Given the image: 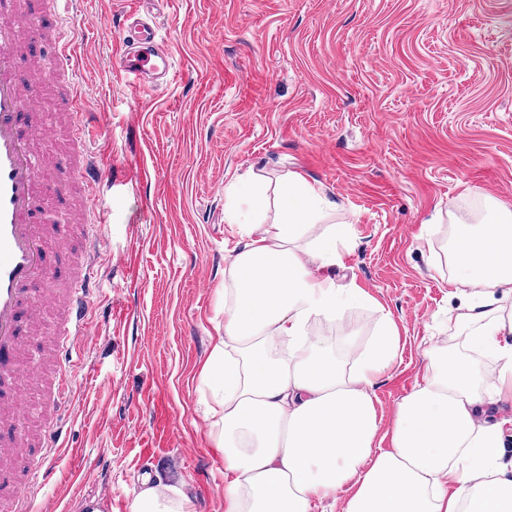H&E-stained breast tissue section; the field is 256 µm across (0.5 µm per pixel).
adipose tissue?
Masks as SVG:
<instances>
[{
	"label": "adipose tissue",
	"instance_id": "1",
	"mask_svg": "<svg viewBox=\"0 0 512 512\" xmlns=\"http://www.w3.org/2000/svg\"><path fill=\"white\" fill-rule=\"evenodd\" d=\"M278 182L272 223L227 212L239 249L200 373L224 454V512H321L343 491L346 512H512V463L502 460L512 438V221L463 232L449 280L463 308L456 325L495 371L477 379L469 359L430 346L380 448L372 389L396 354L394 330L381 320L350 368L325 353L312 322L369 303L328 274L353 230L333 223L336 202L321 187L298 174ZM283 341L287 356L274 357ZM130 512H193L192 498L147 478Z\"/></svg>",
	"mask_w": 512,
	"mask_h": 512
}]
</instances>
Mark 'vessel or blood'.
<instances>
[{
  "label": "vessel or blood",
  "mask_w": 512,
  "mask_h": 512,
  "mask_svg": "<svg viewBox=\"0 0 512 512\" xmlns=\"http://www.w3.org/2000/svg\"><path fill=\"white\" fill-rule=\"evenodd\" d=\"M117 26L116 50L112 67L140 87L159 79L172 82L176 78L172 62L156 43L157 27L143 19L137 8L121 14ZM41 15L29 11L0 18V381H11L19 375H32L36 363L27 359L28 339L20 333L21 322H35L46 295L42 285L50 273L45 263V239L40 225L31 220L33 202L45 160L35 154L31 143L45 132L43 124L32 122L28 110L36 92L21 79L17 47L21 34H45ZM51 43L55 56L70 65L81 44L74 37L59 32ZM68 100L72 103L73 158L82 179L76 188L85 206L73 223L83 227L85 215L93 211L97 185L105 176L104 168L92 161V146L102 130L86 108V93L78 81H70ZM97 273L92 254H85L79 273L56 299L63 312L58 326L62 336L82 337L88 327L87 294ZM26 442L24 432L0 439V481L22 456Z\"/></svg>",
  "instance_id": "1"
}]
</instances>
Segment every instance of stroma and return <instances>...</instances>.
I'll list each match as a JSON object with an SVG mask.
<instances>
[{
    "mask_svg": "<svg viewBox=\"0 0 512 512\" xmlns=\"http://www.w3.org/2000/svg\"><path fill=\"white\" fill-rule=\"evenodd\" d=\"M126 0H77L47 27L85 33L78 62L104 134L96 150L112 182L95 201L91 334L79 339L76 383L59 423L65 447L50 481L0 484V512L22 494L29 512H78L101 488L128 512L143 476L183 481L196 512H224V454L212 438L200 369L215 335L239 238L226 186L299 173L336 199L353 225L330 274L362 289L353 306L312 324L338 360L367 347L380 305L397 352L375 388L381 430L424 372L427 348L466 353L448 279L450 215L497 220L512 210V0H144L177 71L132 91L113 73L109 16ZM69 127L34 140L51 160L36 217L46 225L54 283L68 281L85 243L73 230ZM29 432L43 434L50 395L19 381Z\"/></svg>",
    "mask_w": 512,
    "mask_h": 512,
    "instance_id": "1",
    "label": "stroma"
}]
</instances>
